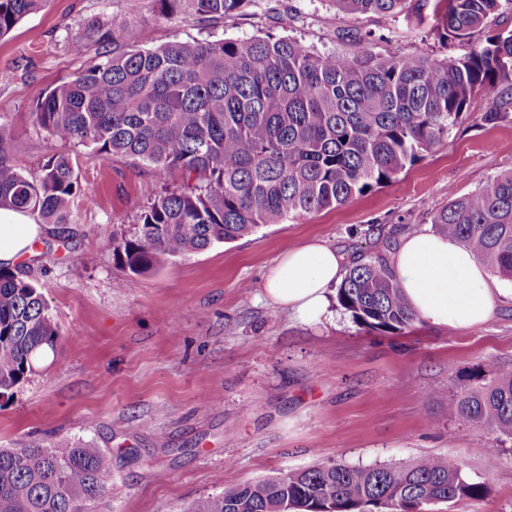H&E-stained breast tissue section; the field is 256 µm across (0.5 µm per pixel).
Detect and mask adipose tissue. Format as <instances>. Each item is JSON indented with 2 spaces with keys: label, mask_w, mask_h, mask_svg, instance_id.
<instances>
[{
  "label": "adipose tissue",
  "mask_w": 512,
  "mask_h": 512,
  "mask_svg": "<svg viewBox=\"0 0 512 512\" xmlns=\"http://www.w3.org/2000/svg\"><path fill=\"white\" fill-rule=\"evenodd\" d=\"M43 235L31 213L0 208V265L18 267ZM346 264L336 248L309 240L277 257L264 279L265 294L301 323L320 324L332 315L330 296ZM389 265L410 308L430 325L470 329L497 309L500 289L470 251L448 238L425 230L409 235Z\"/></svg>",
  "instance_id": "ef3b65f1"
}]
</instances>
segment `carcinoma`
Wrapping results in <instances>:
<instances>
[{"label":"carcinoma","instance_id":"obj_1","mask_svg":"<svg viewBox=\"0 0 512 512\" xmlns=\"http://www.w3.org/2000/svg\"><path fill=\"white\" fill-rule=\"evenodd\" d=\"M148 1L158 18L186 13L207 24L260 2L126 0L125 12L71 36L76 56L96 43L107 48L32 112L49 134L92 147L102 161L146 165L165 186L134 232L113 243L114 260L135 275L392 181L440 145L482 91L496 92L486 119H512V28L500 22L512 0H331L346 14L432 16L441 41L468 45L444 59L384 56L366 46L367 34L346 55L273 34L140 48L131 24ZM46 2L0 0V37ZM80 191L67 152L50 155L37 178L23 175L0 123V207L58 226L69 223ZM431 224L512 280V170L471 193L448 187V204ZM336 300L357 323L382 332L402 334L419 322L379 250L347 268ZM58 342L42 286L0 266V394L35 372ZM474 380L456 401L459 417L512 440V369ZM111 490L112 457L93 442L63 452L36 443L0 448V512H87ZM491 491L434 455L377 467L336 461L226 486L188 512H429Z\"/></svg>","mask_w":512,"mask_h":512}]
</instances>
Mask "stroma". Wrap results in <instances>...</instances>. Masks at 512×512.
Here are the masks:
<instances>
[{
    "label": "stroma",
    "mask_w": 512,
    "mask_h": 512,
    "mask_svg": "<svg viewBox=\"0 0 512 512\" xmlns=\"http://www.w3.org/2000/svg\"><path fill=\"white\" fill-rule=\"evenodd\" d=\"M125 0H47L0 37V122L14 161L35 177L49 155L76 158L82 191L65 238L46 227L22 266L42 284L60 334L54 357L0 395V448L37 441L61 451L95 441L112 456V492L89 512H186L227 485L340 461L401 465L423 455L462 464L489 496L434 512H512V441L463 424L457 395L473 375L512 368V298L466 330L425 323L402 334L358 325L335 307L318 326L293 321L264 295V275L284 250L316 238L349 257L375 230L431 229L449 189L472 192L512 169V123L484 122L494 93H481L442 144L394 181L336 208L271 224L236 241L143 275L112 255L159 190L149 167L100 161L86 145L49 135L38 98L86 68L71 35L122 12ZM433 21L341 13L330 0H264L253 13L210 27L187 16L146 20L142 45L272 32L318 52L353 51L372 33L384 55L441 45ZM499 460L489 465L484 448Z\"/></svg>",
    "instance_id": "1"
}]
</instances>
